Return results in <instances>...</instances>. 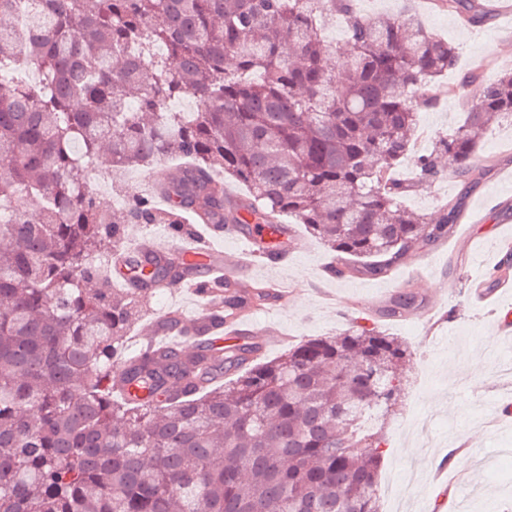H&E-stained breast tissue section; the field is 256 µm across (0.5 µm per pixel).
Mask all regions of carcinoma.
Wrapping results in <instances>:
<instances>
[{
	"label": "carcinoma",
	"mask_w": 512,
	"mask_h": 512,
	"mask_svg": "<svg viewBox=\"0 0 512 512\" xmlns=\"http://www.w3.org/2000/svg\"><path fill=\"white\" fill-rule=\"evenodd\" d=\"M0 0V76L37 70L0 93V512H379L385 435L371 411L396 404L408 347L359 317L331 336L257 361L158 352L118 364L153 286L184 262L134 269L114 288L98 259L127 224H173L201 210L233 224H303L349 276L381 277L448 235L460 198L435 222L401 198L454 165L463 192L495 120L512 121V72L483 86L463 125L417 160L418 114L434 107L455 47L412 15L365 16L356 0ZM474 20V0H439ZM341 19L343 47L323 31ZM191 96V112L173 103ZM111 175L188 158L166 187L177 207L132 195L105 211L89 185L103 148ZM247 186L224 213L211 181ZM22 196L41 202L29 216ZM420 301L409 289L391 316Z\"/></svg>",
	"instance_id": "1"
}]
</instances>
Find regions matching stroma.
<instances>
[{
  "label": "stroma",
  "instance_id": "stroma-1",
  "mask_svg": "<svg viewBox=\"0 0 512 512\" xmlns=\"http://www.w3.org/2000/svg\"><path fill=\"white\" fill-rule=\"evenodd\" d=\"M498 2L478 0L479 16L472 22L438 7L435 0H411L408 5L427 30L455 46L458 59L456 69L440 83L436 105L420 112L412 155L395 169L396 179H412L416 157L463 122L482 83L512 69L506 59L512 48L507 35L512 22L497 11ZM477 159L490 171L471 191L462 192L446 164L438 181L403 200L433 220L446 200L460 195L464 213L481 214L484 223L472 247L452 255L436 250L428 257L431 271L445 272L455 282L442 296L432 279L415 285L419 299L435 308L429 324L387 316L375 321L378 331L398 337L412 353L406 383L385 424L388 446L378 475L379 485L397 482L404 495L398 501H381V512H432L434 500L443 494L448 497L447 512H512V459L504 457L512 449V427L486 428L477 422L479 413H496L500 396L512 392V377L497 372L502 361L512 359V342L499 337L492 307H476L468 299L471 282L491 272L496 260L495 228L505 217L497 206L512 202L511 122L486 133ZM330 258L313 238L287 269L257 265L260 280H280L291 290L286 307L257 316L261 323H279L288 337L287 344L269 348L265 359L279 356L286 345L347 329L359 316L355 299L391 296L398 290L386 277L319 281L317 273ZM452 446L460 448L462 460L460 466L448 467L449 487L443 492L433 474Z\"/></svg>",
  "mask_w": 512,
  "mask_h": 512
}]
</instances>
